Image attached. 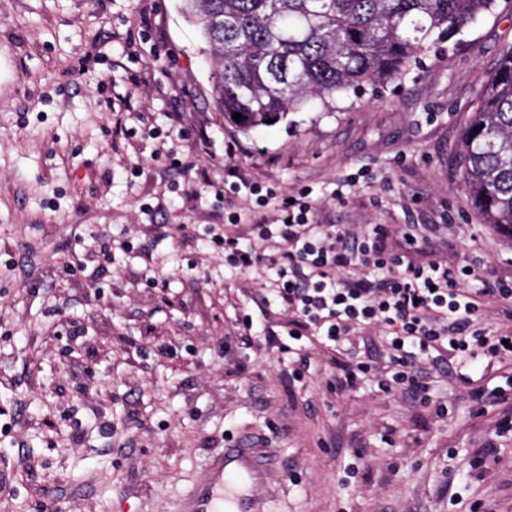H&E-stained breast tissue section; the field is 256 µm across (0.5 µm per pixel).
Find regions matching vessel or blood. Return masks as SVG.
Segmentation results:
<instances>
[{"instance_id":"b4317fda","label":"vessel or blood","mask_w":512,"mask_h":512,"mask_svg":"<svg viewBox=\"0 0 512 512\" xmlns=\"http://www.w3.org/2000/svg\"><path fill=\"white\" fill-rule=\"evenodd\" d=\"M253 469L250 449H227L201 472L184 499L182 512H223L224 490L230 484L242 488L234 512H256L258 500L249 486Z\"/></svg>"}]
</instances>
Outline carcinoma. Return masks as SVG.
<instances>
[{
    "instance_id": "cac0c4a2",
    "label": "carcinoma",
    "mask_w": 512,
    "mask_h": 512,
    "mask_svg": "<svg viewBox=\"0 0 512 512\" xmlns=\"http://www.w3.org/2000/svg\"><path fill=\"white\" fill-rule=\"evenodd\" d=\"M212 57L224 122L248 133L338 93L403 77L497 0H183ZM242 114L240 121L232 118ZM462 181L484 223L512 237V46L462 134Z\"/></svg>"
}]
</instances>
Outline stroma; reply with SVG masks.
Listing matches in <instances>:
<instances>
[{"mask_svg": "<svg viewBox=\"0 0 512 512\" xmlns=\"http://www.w3.org/2000/svg\"><path fill=\"white\" fill-rule=\"evenodd\" d=\"M182 7L0 0V512H179L235 442L263 464L265 512H512V439L473 470L490 419L454 379H431L453 404L439 418L369 382L330 392L316 347L290 377L264 340L287 313L211 241L232 213L248 232L229 166L281 197L310 190L317 224L446 225L418 260L480 256L512 278V237L483 222L457 164L512 10L401 79L243 133Z\"/></svg>", "mask_w": 512, "mask_h": 512, "instance_id": "35a3bbf8", "label": "stroma"}]
</instances>
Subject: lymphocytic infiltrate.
Instances as JSON below:
<instances>
[{
	"label": "lymphocytic infiltrate",
	"mask_w": 512,
	"mask_h": 512,
	"mask_svg": "<svg viewBox=\"0 0 512 512\" xmlns=\"http://www.w3.org/2000/svg\"><path fill=\"white\" fill-rule=\"evenodd\" d=\"M228 190L247 191L254 205L250 237H218L224 261L241 275L265 273L267 299L288 314L286 334L271 330L265 339L298 371L310 369L307 347L315 344L338 357L336 390L371 378L380 393H409L445 417L452 408L433 401L422 363L446 354L462 364L455 379L477 413L499 408L493 435H512V279L480 276L477 260L415 263L411 254L425 234L414 224L395 237L382 224L358 233L313 223L306 190L282 199L272 220L265 209L273 189L251 182ZM489 311L498 327L486 322ZM367 330L384 343L381 360L360 353Z\"/></svg>",
	"instance_id": "1"
}]
</instances>
